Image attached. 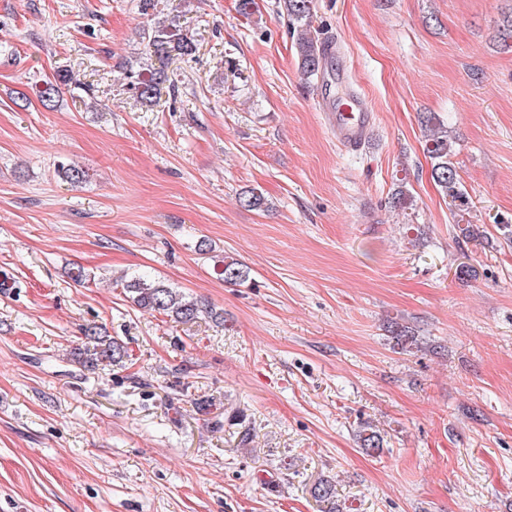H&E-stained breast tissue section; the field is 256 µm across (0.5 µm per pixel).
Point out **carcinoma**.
<instances>
[{"label": "carcinoma", "mask_w": 512, "mask_h": 512, "mask_svg": "<svg viewBox=\"0 0 512 512\" xmlns=\"http://www.w3.org/2000/svg\"><path fill=\"white\" fill-rule=\"evenodd\" d=\"M282 9L288 17L289 27L300 30L297 39V48L301 69L309 76H322L325 74L326 61L323 48L317 46L308 36V27L311 22L312 0H282ZM497 38L501 45L508 46L512 40V8L502 12V18L497 30ZM196 51L194 42L185 35L172 28H158L148 36L144 46V54L155 58L158 66L145 73H140L133 83L137 97L143 102L150 103L160 97L164 88H173L175 82L170 76V63L184 56H190ZM72 76L66 72L57 75V79L48 81L39 90V97L43 104L53 101L58 93L59 85L68 84ZM424 126L425 146L429 157L433 159L431 176L433 181L441 187L442 191L461 206L469 204V197L457 178L455 167L451 161L454 147L448 140V130L439 118L432 114L422 116ZM58 177L71 185H78L85 180V173L76 166L60 164L57 167ZM221 275L224 282L236 283L248 276V271L242 264L233 260H222ZM124 290L130 295L131 301L137 307L151 312L166 315L180 323L194 322L202 317L221 319V315L214 312L210 305L198 301L187 300L177 289L161 280L149 276H134L124 283ZM387 332L397 348L410 351L418 347V337L398 322L387 326ZM86 345L79 351L78 358L84 366L96 369L100 366L120 365L128 357L125 346L114 338L101 332L97 326H88L84 329ZM361 448L370 454H378L383 449L381 434L370 427H363L359 431ZM313 497L326 505L325 512H340L336 504L335 485L327 480H321L312 488Z\"/></svg>", "instance_id": "cac0c4a2"}]
</instances>
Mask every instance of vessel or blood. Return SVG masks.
Wrapping results in <instances>:
<instances>
[{"mask_svg":"<svg viewBox=\"0 0 512 512\" xmlns=\"http://www.w3.org/2000/svg\"><path fill=\"white\" fill-rule=\"evenodd\" d=\"M320 109L338 145L351 149L364 145L373 124L371 105L364 94L351 89L340 96L324 93Z\"/></svg>","mask_w":512,"mask_h":512,"instance_id":"b4317fda","label":"vessel or blood"}]
</instances>
